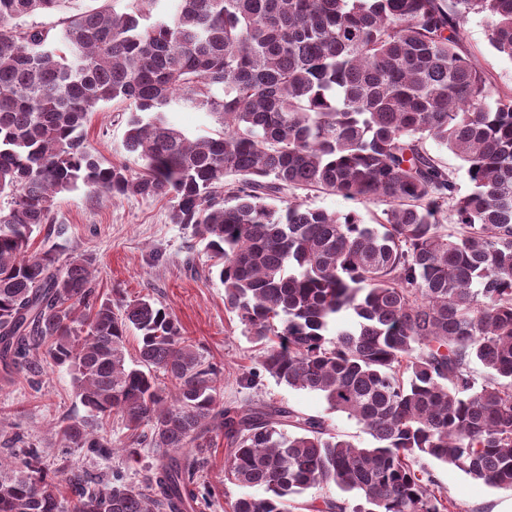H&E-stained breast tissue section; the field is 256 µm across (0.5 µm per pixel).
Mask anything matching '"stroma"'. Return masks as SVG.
<instances>
[{
    "label": "stroma",
    "mask_w": 512,
    "mask_h": 512,
    "mask_svg": "<svg viewBox=\"0 0 512 512\" xmlns=\"http://www.w3.org/2000/svg\"><path fill=\"white\" fill-rule=\"evenodd\" d=\"M464 44L478 60L487 78L503 92H512V60L491 50L483 17L471 16L465 26ZM126 118L115 104L98 107L85 126L88 142L102 160L123 163L139 170L136 157L124 146ZM293 198L314 207L345 213L357 212L365 223H374L388 204L384 200H349L322 190L297 189ZM170 204L164 199L128 196L107 202L92 198L86 188L61 194L57 199L55 219L65 230L57 244L61 255L71 252L92 259L97 288L103 297L134 300L153 298L178 321L184 336L192 339L205 356L224 369L221 400L227 406L276 403L299 412L327 419L331 428L354 443L371 445L372 438L355 420L327 408L316 392L299 390L262 376L247 387L241 378L255 364L258 346L245 332L235 314L224 306V287L218 278H203L208 258L189 229L171 223ZM161 261H153V254ZM41 372L36 384L17 380L0 382V454L12 456L3 445L13 432L42 444L45 464H59V450L52 434L56 422L66 417L85 418L86 408L76 395L73 375L64 365L41 358ZM227 445L223 436H215L205 452L202 478L216 492L211 512H225L227 501L236 499L241 489L224 477ZM156 453L145 447L141 460L126 462L112 459L83 458L89 472L110 477L121 471L126 481L138 484L141 467L154 463ZM439 484L456 501L461 512H507L512 507V490L496 489L474 481L462 472L434 460H426Z\"/></svg>",
    "instance_id": "35a3bbf8"
}]
</instances>
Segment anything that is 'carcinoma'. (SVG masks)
<instances>
[{
    "label": "carcinoma",
    "mask_w": 512,
    "mask_h": 512,
    "mask_svg": "<svg viewBox=\"0 0 512 512\" xmlns=\"http://www.w3.org/2000/svg\"><path fill=\"white\" fill-rule=\"evenodd\" d=\"M63 2L0 0V379L34 381L39 352L68 366L90 419L54 426L62 453L111 456L98 424L118 417L126 457L144 445L161 460L138 486L65 457L51 475L15 433L0 512H207L203 449L218 432L227 479L264 491L228 512H292L313 487L314 512H458L424 457L512 490V95L463 49L480 15L512 59V0H112L59 29L27 22ZM177 98L220 129L175 128L164 109ZM108 102L129 111L137 173L86 141ZM428 139L463 161L468 193ZM80 185L108 201L170 198L171 223L205 244L259 346L244 385L265 374L318 392L374 444L288 406H224L223 367L165 307L101 297L83 253L32 249L57 196ZM290 187L390 207L365 224L285 204ZM447 203L457 236L438 223ZM343 313L350 326L328 337Z\"/></svg>",
    "instance_id": "carcinoma-1"
}]
</instances>
